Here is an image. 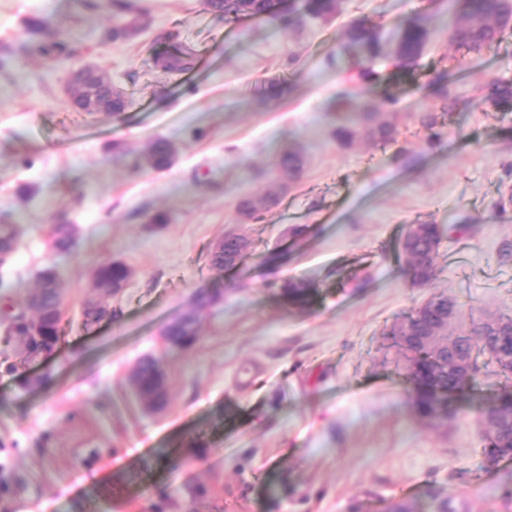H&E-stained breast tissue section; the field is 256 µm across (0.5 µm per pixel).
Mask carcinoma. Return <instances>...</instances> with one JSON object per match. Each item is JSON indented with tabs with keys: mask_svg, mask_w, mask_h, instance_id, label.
I'll return each mask as SVG.
<instances>
[{
	"mask_svg": "<svg viewBox=\"0 0 512 512\" xmlns=\"http://www.w3.org/2000/svg\"><path fill=\"white\" fill-rule=\"evenodd\" d=\"M207 9L231 25L241 18L259 17L275 20L279 17V0H205ZM310 13L317 18H329L335 14L336 0H310ZM453 22L449 27L450 38L457 47L469 53H479L497 43L505 29L512 23V0H453ZM113 26L104 33L107 39L132 38L148 25L146 12L138 6L136 0H112ZM428 18L417 14L409 18L395 33L390 45V54L403 66H411L419 59L428 37ZM46 22L32 19L27 24L29 50L40 55H55L61 60L70 58L73 49L68 37L59 36L52 43L42 42ZM358 49L362 58L354 63L359 79L366 82L377 80L374 64L385 56L384 45L378 34L363 24H354L347 29L343 50ZM197 62V53L190 44H181L172 51L153 54V63L162 74H181L193 70ZM74 99L78 109L87 107L90 97L101 96L102 92L112 93L110 108L120 111L126 108L127 98L123 91L111 87L109 75L97 70L84 76L78 75L74 82ZM422 92L433 94L441 102L442 109L452 107L454 100L448 89V73L438 72L425 86ZM482 101L497 107L512 110V83L490 76L482 86ZM335 134L341 140L353 137V128L361 126L373 137L385 138L391 133V126L381 120V112L376 107L359 104L345 99L338 103ZM174 148L166 140L159 138L152 142L148 160L152 166L163 168L170 164ZM281 172L291 180L296 179L302 169V157L296 151L285 153L279 163ZM20 225L3 222L0 224V242L5 250L20 238ZM440 229L436 224H415L407 232V246L404 250L413 268V277L420 283H426L435 276L436 259ZM75 243L71 225L57 224L51 229V244L59 251L69 250ZM97 280L101 284L121 282L126 276V265L121 262L101 263L96 268ZM315 288L304 282H289L282 286V294L295 305L309 302ZM34 296L42 311L45 312L43 334L29 339L27 353L19 355L23 362L39 356L59 343L64 334L62 312L57 310L62 303L58 278L51 267L39 274L38 288ZM217 301V297L202 292L195 298L194 309L178 321L167 325L163 336L172 348H186L192 345L197 335L198 313ZM448 311V296L438 294L415 309L402 321L394 324L388 335L398 347L406 361L409 374L416 385L413 407L416 416L425 422L433 423L448 416V392H466L473 388L483 368L493 363L497 374L503 378L502 390H512L511 353L494 354L486 350V345L495 337L512 332V314L503 312L494 317L492 323H482L477 334L471 336L462 331H448V343L466 353L472 360L473 374L469 385L462 387L457 370L448 365L435 350L421 344L411 343L407 333L424 332L436 322L441 313ZM23 315L13 306L5 307L0 314V323L5 328L4 341L10 342L16 335V329L22 324ZM136 377L142 391L152 393L157 386L165 382L164 374L157 361L144 357L136 366ZM482 469L491 471L504 461H512V408L504 404L495 412L494 421L484 432L482 442Z\"/></svg>",
	"mask_w": 512,
	"mask_h": 512,
	"instance_id": "cac0c4a2",
	"label": "carcinoma"
}]
</instances>
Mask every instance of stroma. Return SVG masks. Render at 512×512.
<instances>
[{
    "instance_id": "stroma-1",
    "label": "stroma",
    "mask_w": 512,
    "mask_h": 512,
    "mask_svg": "<svg viewBox=\"0 0 512 512\" xmlns=\"http://www.w3.org/2000/svg\"><path fill=\"white\" fill-rule=\"evenodd\" d=\"M146 3L145 30L103 41L109 11L0 0V218L28 227L0 265V298L24 303L54 266L66 325L52 353L0 373V512H384L402 498L433 512L437 496L456 512H512V461L481 468L495 366L450 399L448 423L428 424L388 335L441 292L460 306L456 330L512 312V261L500 260L512 244V112L480 101L487 74L512 83V29L452 71L450 0H336L328 21L283 0L277 20L232 25L201 0ZM418 13L428 39L414 67L385 58L376 83L350 79L349 24L387 38ZM34 18L79 36L70 67L21 51ZM177 42L195 46L196 69L157 72L152 50ZM88 63L126 91L125 112L70 110L69 70ZM442 70L447 114L420 91ZM387 95L398 101L389 139L337 140L338 101ZM424 112L438 115L431 144ZM160 137L176 149L165 169L147 161ZM290 149L304 170L282 192ZM267 195L266 210L242 215V201ZM423 223L443 231L427 284L398 248ZM55 224L75 227L73 250H51ZM232 231L250 241L242 264L211 268ZM108 260L131 274L111 319L88 329L81 305ZM291 280L314 286L308 304L282 296ZM202 291L220 302L190 348L169 349L165 326ZM146 355L166 377L157 412L128 385Z\"/></svg>"
}]
</instances>
